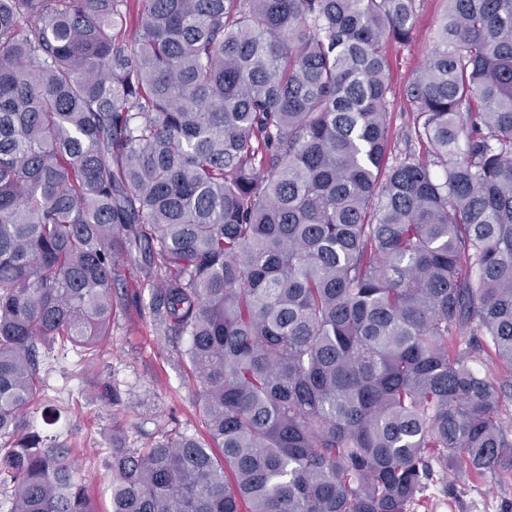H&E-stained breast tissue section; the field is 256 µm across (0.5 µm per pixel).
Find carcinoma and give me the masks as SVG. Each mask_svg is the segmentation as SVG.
Returning <instances> with one entry per match:
<instances>
[{
  "label": "carcinoma",
  "mask_w": 512,
  "mask_h": 512,
  "mask_svg": "<svg viewBox=\"0 0 512 512\" xmlns=\"http://www.w3.org/2000/svg\"><path fill=\"white\" fill-rule=\"evenodd\" d=\"M445 2L393 156L417 0H0L9 512H94L24 428L119 310L188 339L205 438L115 434L111 512H427L512 470L470 366L512 371V0Z\"/></svg>",
  "instance_id": "obj_1"
}]
</instances>
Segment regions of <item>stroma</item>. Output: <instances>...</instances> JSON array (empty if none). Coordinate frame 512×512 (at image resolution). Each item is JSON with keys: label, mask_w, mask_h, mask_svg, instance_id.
I'll return each instance as SVG.
<instances>
[{"label": "stroma", "mask_w": 512, "mask_h": 512, "mask_svg": "<svg viewBox=\"0 0 512 512\" xmlns=\"http://www.w3.org/2000/svg\"><path fill=\"white\" fill-rule=\"evenodd\" d=\"M444 0H418L417 17L409 43H390L392 84L396 91L389 104L394 133L413 120L398 91L435 48L437 23ZM180 348L147 317H119L99 370H84L76 353H54L43 374L45 391L26 417L28 433L73 447L75 477L85 483L94 512H110L111 490L105 461L113 431L123 432L129 445L138 447L176 429L203 434L199 416V388L179 362ZM120 403H113V391ZM429 496L437 503L433 512H501L512 489L501 487L497 475L463 478L453 497L441 486Z\"/></svg>", "instance_id": "stroma-1"}]
</instances>
